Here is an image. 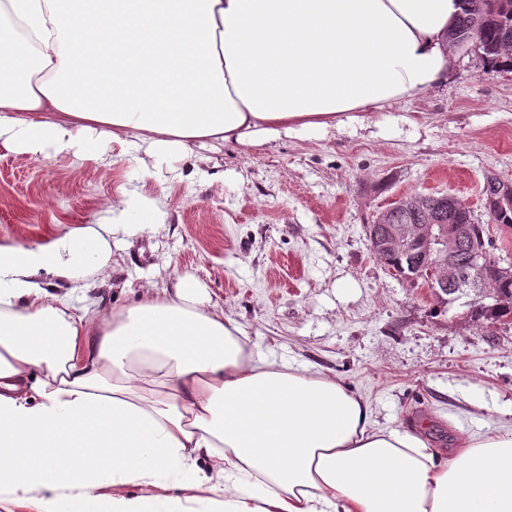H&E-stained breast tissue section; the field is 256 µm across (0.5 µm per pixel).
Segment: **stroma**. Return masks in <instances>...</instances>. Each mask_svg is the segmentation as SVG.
I'll return each instance as SVG.
<instances>
[{
    "instance_id": "stroma-1",
    "label": "stroma",
    "mask_w": 512,
    "mask_h": 512,
    "mask_svg": "<svg viewBox=\"0 0 512 512\" xmlns=\"http://www.w3.org/2000/svg\"><path fill=\"white\" fill-rule=\"evenodd\" d=\"M364 118L353 135L191 145L166 189L115 151L94 164L0 149V241L46 243L145 186L164 223L116 236L103 282H62L58 297L112 310L187 277L241 324L254 356L350 386L379 427L419 426L448 450L512 430V322L438 306L365 233L390 203L428 193L457 196L487 223L485 176L512 181V72L460 49L445 85Z\"/></svg>"
}]
</instances>
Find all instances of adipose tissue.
Returning a JSON list of instances; mask_svg holds the SVG:
<instances>
[{
    "label": "adipose tissue",
    "instance_id": "ef3b65f1",
    "mask_svg": "<svg viewBox=\"0 0 512 512\" xmlns=\"http://www.w3.org/2000/svg\"><path fill=\"white\" fill-rule=\"evenodd\" d=\"M462 8L0 0V147L142 153L149 177L192 143L352 134L447 81ZM161 221L135 189L49 243H0V493L36 512H512V431L445 459L420 430L375 428L342 383L254 359L185 278L112 312L52 293Z\"/></svg>",
    "mask_w": 512,
    "mask_h": 512
}]
</instances>
